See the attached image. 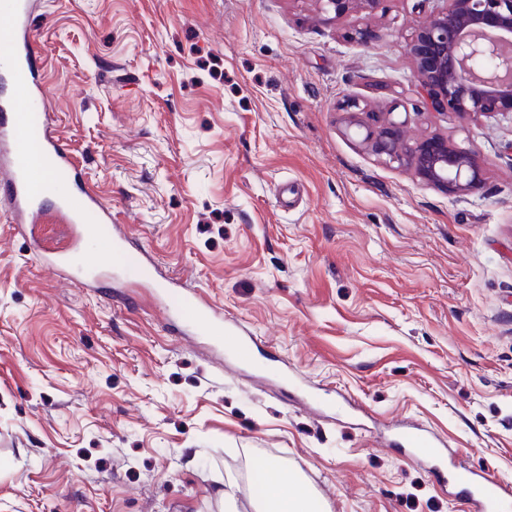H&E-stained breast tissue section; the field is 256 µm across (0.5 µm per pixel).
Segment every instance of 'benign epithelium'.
Segmentation results:
<instances>
[{
	"label": "benign epithelium",
	"mask_w": 512,
	"mask_h": 512,
	"mask_svg": "<svg viewBox=\"0 0 512 512\" xmlns=\"http://www.w3.org/2000/svg\"><path fill=\"white\" fill-rule=\"evenodd\" d=\"M337 19L356 6L372 9L380 0H320ZM408 52L416 64L427 105H446L462 116L512 112V0H447L445 9L415 28ZM346 132L354 134L378 161L409 166L425 183L452 192L482 180L473 152L448 140L428 137L409 141L405 122L389 117L377 126L359 118L358 99L340 105Z\"/></svg>",
	"instance_id": "7a95c632"
}]
</instances>
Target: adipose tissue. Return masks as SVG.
I'll return each instance as SVG.
<instances>
[{"label":"adipose tissue","instance_id":"adipose-tissue-1","mask_svg":"<svg viewBox=\"0 0 512 512\" xmlns=\"http://www.w3.org/2000/svg\"><path fill=\"white\" fill-rule=\"evenodd\" d=\"M261 473L278 494L273 497L264 489H257L253 500L255 512H326L309 485L296 477H284L279 462L264 461Z\"/></svg>","mask_w":512,"mask_h":512}]
</instances>
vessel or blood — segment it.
<instances>
[{"label":"vessel or blood","mask_w":512,"mask_h":512,"mask_svg":"<svg viewBox=\"0 0 512 512\" xmlns=\"http://www.w3.org/2000/svg\"><path fill=\"white\" fill-rule=\"evenodd\" d=\"M30 10L29 0H0V192L11 202L10 222L45 270L80 279L83 287L97 284L85 260L95 246L104 249L106 261L119 276L133 281L148 278L158 269L153 256L145 250L129 251L128 235L99 193L85 191L81 206L70 203L68 189L81 180L82 168L49 121L32 123L35 113L47 112L50 93L33 50ZM51 218L68 227L65 250L50 249L43 242L40 227ZM167 314L189 318L217 349L231 340L244 353L254 342L235 324L225 323L223 307L193 289L179 293ZM404 445L429 467L446 468L445 448L425 434H408ZM452 485L464 492L476 512H499L503 502L512 499L511 485L472 468L455 469Z\"/></svg>","instance_id":"b4317fda"}]
</instances>
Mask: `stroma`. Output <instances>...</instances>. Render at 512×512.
Wrapping results in <instances>:
<instances>
[{
	"label": "stroma",
	"instance_id": "stroma-1",
	"mask_svg": "<svg viewBox=\"0 0 512 512\" xmlns=\"http://www.w3.org/2000/svg\"><path fill=\"white\" fill-rule=\"evenodd\" d=\"M439 7L35 0L85 183L262 342L219 355L155 285L49 274L0 196V512H224L231 483L253 512L269 459L330 512H474L386 447L411 427L512 483V116L425 107L407 43ZM349 96L472 150L480 184L379 163ZM320 2L326 15L333 14L332 17L327 18L330 20L341 17L358 5L365 9H373L380 0H320Z\"/></svg>",
	"mask_w": 512,
	"mask_h": 512
}]
</instances>
